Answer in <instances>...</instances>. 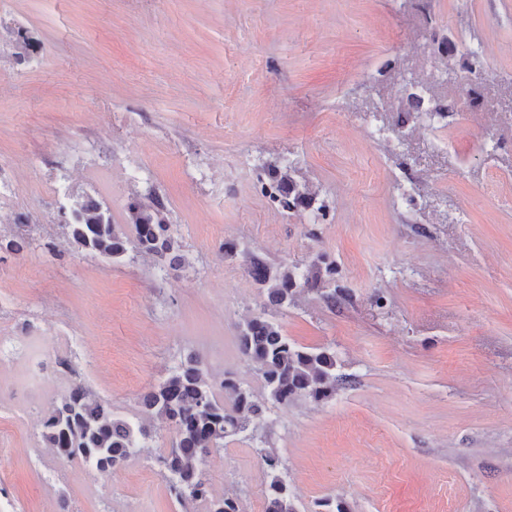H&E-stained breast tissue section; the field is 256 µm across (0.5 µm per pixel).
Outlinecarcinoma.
Masks as SVG:
<instances>
[{
    "instance_id": "cac0c4a2",
    "label": "carcinoma",
    "mask_w": 512,
    "mask_h": 512,
    "mask_svg": "<svg viewBox=\"0 0 512 512\" xmlns=\"http://www.w3.org/2000/svg\"><path fill=\"white\" fill-rule=\"evenodd\" d=\"M267 193L283 209L303 203L304 194L293 182H285L279 169H268ZM132 237L112 224L108 210L85 201L72 210L67 224L69 236L96 254L118 259L127 248L138 253L166 259L176 251L177 241L171 225L163 217L160 198L144 205L130 202ZM248 270L255 283L271 299L284 307L293 300L298 282L309 276L336 274L333 264L320 270L298 272L283 265L270 268L258 257L249 261ZM239 348L256 363L267 390V402L254 399L250 390L223 379L220 387L228 394L231 405L217 399L215 383L203 361L190 359L177 367L143 397L145 412L166 422L173 432L171 448L160 457L167 473L170 491L180 505L197 500L209 503V512H240L232 498H216L202 478V465L214 450L224 447V440L245 432L250 424L260 425L267 404L286 406L305 397L315 401L330 397L347 377L336 374L335 356L328 351H307L296 346L281 333L280 326L266 314L247 319L239 331ZM42 438L50 448L67 459H79L89 467L106 473L123 467L145 447L149 433L138 420L122 418L112 409L89 398L81 387L71 389L55 403L42 421ZM261 459L271 481L265 496V512H298L288 484L278 474L279 458L266 452Z\"/></svg>"
}]
</instances>
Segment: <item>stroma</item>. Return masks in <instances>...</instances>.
Segmentation results:
<instances>
[{
    "label": "stroma",
    "instance_id": "obj_1",
    "mask_svg": "<svg viewBox=\"0 0 512 512\" xmlns=\"http://www.w3.org/2000/svg\"><path fill=\"white\" fill-rule=\"evenodd\" d=\"M464 39L481 111L399 124L425 69L433 99L458 98ZM271 164L302 207L265 196ZM156 196L179 265L67 234L75 203L126 231ZM18 237L0 250V512H182L142 397L196 356L265 400L238 341L262 311L350 382L226 439L202 467L213 496L264 512L267 449L299 512H512V0H0V239ZM249 255L325 259L341 293L270 304L239 275ZM76 386L143 418L123 468L44 442Z\"/></svg>",
    "mask_w": 512,
    "mask_h": 512
}]
</instances>
